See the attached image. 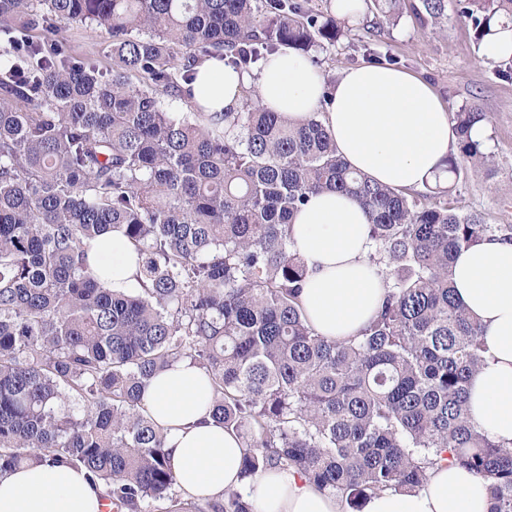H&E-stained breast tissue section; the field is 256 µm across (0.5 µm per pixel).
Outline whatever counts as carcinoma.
Here are the masks:
<instances>
[{"label":"carcinoma","mask_w":512,"mask_h":512,"mask_svg":"<svg viewBox=\"0 0 512 512\" xmlns=\"http://www.w3.org/2000/svg\"><path fill=\"white\" fill-rule=\"evenodd\" d=\"M309 0H0V475L52 463L85 470L112 508L253 512L239 491L177 494L167 436L141 410L153 377L189 359L213 390L212 418L244 443L246 479L293 467L348 512L412 493L442 461L512 512V449L470 421L480 323L454 299V255L512 224L463 211L453 181L490 156L471 140L486 115L452 113L460 156L425 193L379 184L337 155L321 113L291 123L248 100L207 117L169 112L217 54L261 68L350 30ZM385 21L400 0H372ZM447 0H420L437 25ZM477 48L512 26V0H456ZM104 27L112 71L73 54L72 24ZM351 195L370 263L387 280L377 314L332 342L306 321L303 258L288 225L309 197ZM118 231L139 254L138 287L114 293L87 260Z\"/></svg>","instance_id":"1"}]
</instances>
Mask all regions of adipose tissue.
<instances>
[{"mask_svg": "<svg viewBox=\"0 0 512 512\" xmlns=\"http://www.w3.org/2000/svg\"><path fill=\"white\" fill-rule=\"evenodd\" d=\"M256 86L261 104L293 119L322 112L342 159L392 187L421 189L454 153L458 137L440 99L422 79L383 65L346 70L333 89L303 54L283 49L253 72L211 58L197 69L190 103L205 114L236 112L242 93ZM293 248L306 264L299 301L307 322L328 339L359 334L386 294L382 275L368 262L369 225L358 203L334 191L314 194L291 225ZM88 263L107 288H134L138 254L118 232L95 240ZM455 298L481 324L487 347L468 385L472 423L512 448V241L485 238L454 262ZM206 374L182 360L153 378L144 412L167 434L171 464L182 493L220 500L235 489L255 512H343L337 494L293 468L240 478V441L211 416ZM101 487L83 469L48 463L0 477V512H101ZM485 485L465 468L441 463L414 493H382L362 512H487Z\"/></svg>", "mask_w": 512, "mask_h": 512, "instance_id": "adipose-tissue-1", "label": "adipose tissue"}]
</instances>
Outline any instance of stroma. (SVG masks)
I'll return each mask as SVG.
<instances>
[{"instance_id":"1","label":"stroma","mask_w":512,"mask_h":512,"mask_svg":"<svg viewBox=\"0 0 512 512\" xmlns=\"http://www.w3.org/2000/svg\"><path fill=\"white\" fill-rule=\"evenodd\" d=\"M403 0L396 24L366 29L353 24L349 36L314 53L324 78L337 80L345 71L367 61L363 43L381 56L393 57L399 69L426 81L447 112L465 104L478 105L490 118L486 150L492 170L462 175L453 193L464 211L477 212L490 224H512V81L499 78L496 60L477 52L470 26L448 6L439 28L420 26L411 4ZM63 35L73 54L93 58L100 69L112 67V57L98 26L69 25Z\"/></svg>"}]
</instances>
